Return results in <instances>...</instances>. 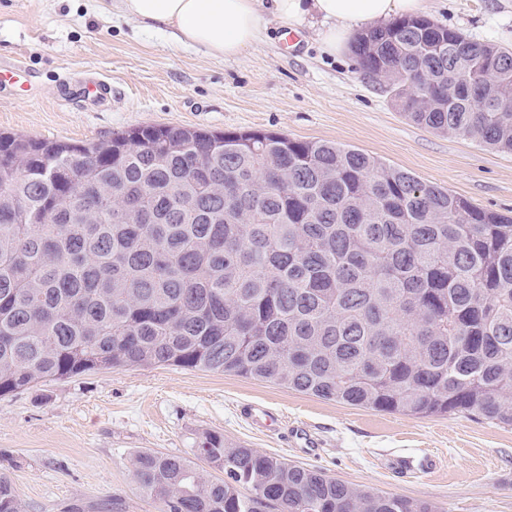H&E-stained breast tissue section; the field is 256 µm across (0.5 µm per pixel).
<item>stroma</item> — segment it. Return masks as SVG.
<instances>
[{
	"label": "stroma",
	"mask_w": 512,
	"mask_h": 512,
	"mask_svg": "<svg viewBox=\"0 0 512 512\" xmlns=\"http://www.w3.org/2000/svg\"><path fill=\"white\" fill-rule=\"evenodd\" d=\"M427 18L512 50V0H426ZM269 19L264 41L214 58L123 16L117 0H0V61L27 73L0 86V131L88 143L143 125L269 130L359 149L474 205L512 216V154L407 120L351 51L325 52L315 30ZM112 87L88 96L87 81ZM262 406L276 427L242 415ZM316 440L294 445L293 425ZM316 468L354 487L426 501L438 512H512V426L462 414L407 416L326 401L235 374L173 366L101 370L0 397V469L25 512L118 503L158 512L137 490L132 459L152 449L192 457L199 437ZM434 454L431 474L393 467Z\"/></svg>",
	"instance_id": "obj_1"
}]
</instances>
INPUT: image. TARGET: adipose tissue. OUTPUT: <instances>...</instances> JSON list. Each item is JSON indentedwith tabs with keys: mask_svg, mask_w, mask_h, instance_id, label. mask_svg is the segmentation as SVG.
<instances>
[{
	"mask_svg": "<svg viewBox=\"0 0 512 512\" xmlns=\"http://www.w3.org/2000/svg\"><path fill=\"white\" fill-rule=\"evenodd\" d=\"M121 12L148 27H170L179 43L235 58L264 39L268 18L288 26L316 19L324 50L339 53L357 28L417 16L425 0H119Z\"/></svg>",
	"mask_w": 512,
	"mask_h": 512,
	"instance_id": "1",
	"label": "adipose tissue"
}]
</instances>
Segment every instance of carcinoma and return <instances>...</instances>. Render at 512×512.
<instances>
[{"label": "carcinoma", "mask_w": 512, "mask_h": 512, "mask_svg": "<svg viewBox=\"0 0 512 512\" xmlns=\"http://www.w3.org/2000/svg\"><path fill=\"white\" fill-rule=\"evenodd\" d=\"M351 50L405 118L512 153V52L423 17L363 30ZM126 366L512 426V216L271 131L0 133V396ZM195 454L223 477L134 457L159 512H436L218 432ZM0 512H23L4 473Z\"/></svg>", "instance_id": "1"}]
</instances>
